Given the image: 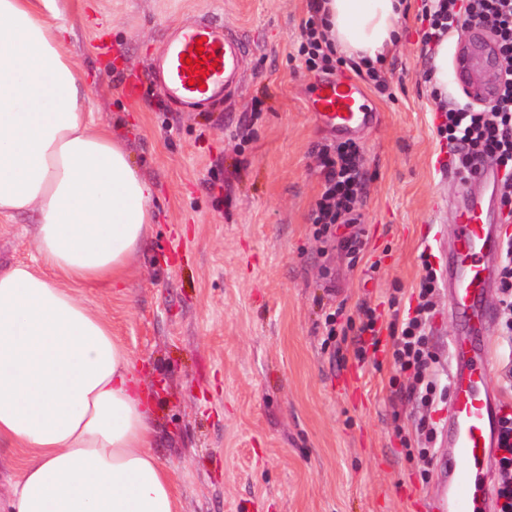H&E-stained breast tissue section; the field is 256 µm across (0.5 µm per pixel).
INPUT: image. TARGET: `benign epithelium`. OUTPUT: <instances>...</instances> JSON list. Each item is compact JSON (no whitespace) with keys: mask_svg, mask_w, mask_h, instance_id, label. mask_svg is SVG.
Masks as SVG:
<instances>
[{"mask_svg":"<svg viewBox=\"0 0 512 512\" xmlns=\"http://www.w3.org/2000/svg\"><path fill=\"white\" fill-rule=\"evenodd\" d=\"M464 30L466 35L456 54V76L468 98L487 105L501 78L502 60L495 30L476 18L467 19Z\"/></svg>","mask_w":512,"mask_h":512,"instance_id":"7a95c632","label":"benign epithelium"}]
</instances>
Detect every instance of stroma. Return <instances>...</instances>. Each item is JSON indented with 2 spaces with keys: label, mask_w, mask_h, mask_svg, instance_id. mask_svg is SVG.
I'll list each match as a JSON object with an SVG mask.
<instances>
[{
  "label": "stroma",
  "mask_w": 512,
  "mask_h": 512,
  "mask_svg": "<svg viewBox=\"0 0 512 512\" xmlns=\"http://www.w3.org/2000/svg\"><path fill=\"white\" fill-rule=\"evenodd\" d=\"M425 0L384 58L385 89L365 84L377 123L355 133L364 186L355 224L318 238L310 219L321 150L336 139L309 106L323 79L297 54L310 0H68L72 59L88 110L121 138L155 189V223L115 288L79 289L156 389L153 451L180 512H428L439 457L401 444L418 413L390 352L358 362L326 343V313L380 324L407 309L428 253L436 270L480 180L457 173L437 133L439 102L466 103L456 76L436 87L422 41ZM227 25L245 46L241 84L199 112L155 87L151 61L176 30ZM38 213L0 223V268L34 257ZM358 236L361 254L340 246ZM432 342L448 383L457 323L446 289Z\"/></svg>",
  "instance_id": "stroma-1"
}]
</instances>
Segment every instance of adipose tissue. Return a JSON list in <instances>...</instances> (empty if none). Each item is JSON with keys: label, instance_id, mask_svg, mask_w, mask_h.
<instances>
[{"label": "adipose tissue", "instance_id": "adipose-tissue-1", "mask_svg": "<svg viewBox=\"0 0 512 512\" xmlns=\"http://www.w3.org/2000/svg\"><path fill=\"white\" fill-rule=\"evenodd\" d=\"M335 50L376 61L406 0H317ZM63 0H0V219L38 212L34 263L0 270V442L25 458L0 512H180L153 414L112 326L77 296L114 285L153 189L86 110Z\"/></svg>", "mask_w": 512, "mask_h": 512}]
</instances>
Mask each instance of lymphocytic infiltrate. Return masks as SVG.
<instances>
[{
	"label": "lymphocytic infiltrate",
	"instance_id": "lymphocytic-infiltrate-1",
	"mask_svg": "<svg viewBox=\"0 0 512 512\" xmlns=\"http://www.w3.org/2000/svg\"><path fill=\"white\" fill-rule=\"evenodd\" d=\"M425 16L428 27L422 34V41L427 45H438L447 35L458 32L469 17L488 20L496 31L503 61L496 98L479 111L458 105L443 107L445 120L438 133L447 139L455 153L456 164L464 173H472L482 160L491 161L504 170L498 196L502 206L512 208V0H428ZM298 53L307 70L329 72L333 69V47L315 17H308L301 24ZM323 157V189L312 211V221L319 224L322 235L328 236L335 225L354 221L362 177V153L356 142L345 140L326 148ZM422 270L415 307L393 318L388 329L393 360L409 375V398L429 409L439 398L435 357L428 333L438 277L430 262H423ZM497 319L501 338L512 347L511 239L505 241L499 262ZM502 424L495 494L498 512H512V414H504Z\"/></svg>",
	"mask_w": 512,
	"mask_h": 512
}]
</instances>
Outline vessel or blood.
I'll list each match as a JSON object with an SVG mask.
<instances>
[{
    "label": "vessel or blood",
    "mask_w": 512,
    "mask_h": 512,
    "mask_svg": "<svg viewBox=\"0 0 512 512\" xmlns=\"http://www.w3.org/2000/svg\"><path fill=\"white\" fill-rule=\"evenodd\" d=\"M243 43L226 26L195 24L179 30L154 60L157 87L174 104L196 109L226 95L239 81ZM199 68H189V61ZM359 84L342 77L317 82L310 95L313 111L338 136L371 127L376 113L362 103ZM502 239L491 224L482 198H473L455 220L448 259V301L463 333L448 346L450 410L442 430L444 452L431 512H495L489 472L495 459L501 421L500 399L488 380L494 344L485 331L490 316L485 300L494 282Z\"/></svg>",
    "instance_id": "b4317fda"
}]
</instances>
